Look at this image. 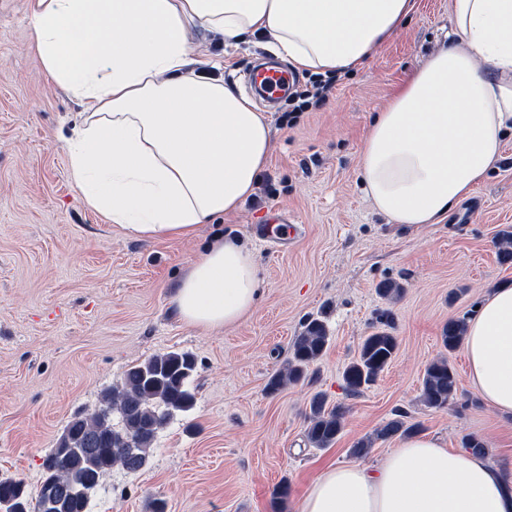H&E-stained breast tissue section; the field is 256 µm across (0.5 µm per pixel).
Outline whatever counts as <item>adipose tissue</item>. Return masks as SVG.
Returning <instances> with one entry per match:
<instances>
[{"label": "adipose tissue", "mask_w": 512, "mask_h": 512, "mask_svg": "<svg viewBox=\"0 0 512 512\" xmlns=\"http://www.w3.org/2000/svg\"><path fill=\"white\" fill-rule=\"evenodd\" d=\"M32 45L50 83L77 100L70 177L83 203L142 240L194 237L237 211L273 149L272 125L235 85L197 74L193 32L235 46L269 36L298 69L344 74L400 29L411 0H28ZM449 43L375 117L359 154L374 208L391 223H437L486 177L512 131V0H450ZM252 253L219 236L183 270L172 303L215 332L257 305ZM469 380L512 420V288L467 323ZM294 512H512V460L493 463L429 434L374 465L339 462Z\"/></svg>", "instance_id": "obj_1"}]
</instances>
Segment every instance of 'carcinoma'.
<instances>
[{
    "label": "carcinoma",
    "instance_id": "carcinoma-1",
    "mask_svg": "<svg viewBox=\"0 0 512 512\" xmlns=\"http://www.w3.org/2000/svg\"><path fill=\"white\" fill-rule=\"evenodd\" d=\"M498 253L504 263L512 262V231L499 235ZM465 322H448L442 342L453 351L462 344ZM329 342L324 323L310 319L297 337L286 371L272 377L269 390L307 377L308 368L318 361ZM397 351L395 337L377 330L366 337L357 359L343 372L346 393L357 396L391 363ZM196 360L188 352L170 351L129 366L121 381L102 396L93 413L74 417L50 454L62 460V467L43 473L37 488L36 505H31L27 484L22 480L0 479V500H11L14 512H88L90 494L116 466L137 472L148 462L158 431L177 413L194 406L189 380ZM457 391L456 374L443 358L431 363L423 376V398L432 408H443ZM118 415L120 426L112 423ZM343 430V413L329 406L322 393L310 401L306 439L315 448H329ZM403 413L377 432L385 437L410 432Z\"/></svg>",
    "mask_w": 512,
    "mask_h": 512
}]
</instances>
